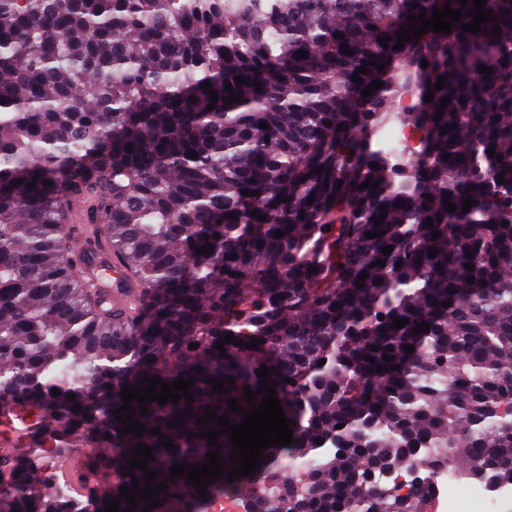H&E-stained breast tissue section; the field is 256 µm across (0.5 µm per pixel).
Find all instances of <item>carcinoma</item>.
Returning <instances> with one entry per match:
<instances>
[{"instance_id": "1", "label": "carcinoma", "mask_w": 512, "mask_h": 512, "mask_svg": "<svg viewBox=\"0 0 512 512\" xmlns=\"http://www.w3.org/2000/svg\"><path fill=\"white\" fill-rule=\"evenodd\" d=\"M447 3L462 13L451 34L429 30L394 49L408 16L430 19ZM471 8L473 0H0V413L34 407L38 444L118 449L100 462L120 474L107 493L115 499L133 482L123 476L130 451L145 443L152 485L168 484L151 512H188L196 487L183 475L168 481L169 469L207 463L218 448L197 434L217 421L197 423L204 407L241 423L227 400L249 409L243 387L259 389L265 365L277 369L294 442L264 450L253 475L221 476L210 495L233 493L248 512H428L441 470L512 486V0H486L498 21L477 34L463 28ZM387 35L385 48L378 39ZM365 60L385 69L370 66L357 83ZM376 80L383 87L363 96ZM206 81L220 97L211 111ZM228 83L241 101L224 104ZM407 95L417 100L411 110L401 108ZM396 122L422 132L416 159L383 146ZM367 180L379 186L362 187ZM465 197L477 202L466 213ZM73 198L96 202L125 264L120 278L146 289L150 304L102 305L89 253L73 251L64 231ZM430 218L433 228L423 227ZM377 230L384 235L366 238ZM207 245L211 254L197 253ZM422 322L430 330L413 334ZM253 339L263 343L246 348ZM152 376L195 378L194 402L149 403L134 416L143 436L118 433L124 385ZM208 378L235 384L214 394ZM187 407L185 426L168 427ZM152 429L178 449L158 445ZM230 443L219 436L221 456ZM402 470L416 473L404 495L381 483ZM13 471L20 484L0 490V512H83L75 493L43 492L27 455Z\"/></svg>"}]
</instances>
